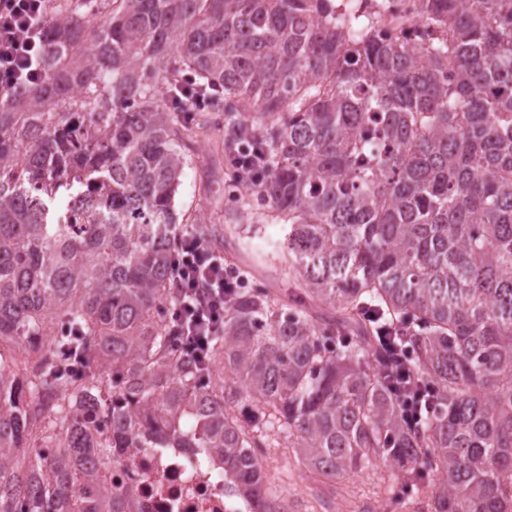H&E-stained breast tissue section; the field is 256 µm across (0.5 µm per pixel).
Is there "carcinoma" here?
I'll list each match as a JSON object with an SVG mask.
<instances>
[{
	"mask_svg": "<svg viewBox=\"0 0 512 512\" xmlns=\"http://www.w3.org/2000/svg\"><path fill=\"white\" fill-rule=\"evenodd\" d=\"M109 2L66 0L45 78L0 103V180L40 190L0 194V343L19 351L0 352V512H125L71 465L73 349L80 391L107 376L117 440L200 448L251 497L247 449L296 448L334 479L385 461L433 482L435 512H512V0H422L418 50L333 0ZM185 76L213 92L224 154L259 150L258 193L288 217L269 261L304 285L238 289L204 362L167 315L174 196L207 128L168 96ZM80 196L97 220L70 224ZM54 322L76 335L44 340ZM385 330L432 402L415 425Z\"/></svg>",
	"mask_w": 512,
	"mask_h": 512,
	"instance_id": "carcinoma-1",
	"label": "carcinoma"
}]
</instances>
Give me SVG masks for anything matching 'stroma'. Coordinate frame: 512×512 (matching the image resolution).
Returning <instances> with one entry per match:
<instances>
[{"instance_id": "stroma-1", "label": "stroma", "mask_w": 512, "mask_h": 512, "mask_svg": "<svg viewBox=\"0 0 512 512\" xmlns=\"http://www.w3.org/2000/svg\"><path fill=\"white\" fill-rule=\"evenodd\" d=\"M224 135L208 132L204 141L189 152L175 195L179 213L201 224H213L223 230L217 249L226 263L249 272L251 281L278 289V275L259 256L262 250L273 249L284 235V216L272 204L254 195L239 197L233 207H225L230 166L224 157ZM233 232H226V225ZM304 469L296 454L288 448L266 451L265 480L270 493H287L289 512H359L364 499L385 496L393 478L389 464L348 479L316 478L303 482Z\"/></svg>"}]
</instances>
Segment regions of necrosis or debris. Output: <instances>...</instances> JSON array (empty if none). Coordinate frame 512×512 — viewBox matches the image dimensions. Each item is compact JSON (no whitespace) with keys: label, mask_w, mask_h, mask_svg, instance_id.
<instances>
[{"label":"necrosis or debris","mask_w":512,"mask_h":512,"mask_svg":"<svg viewBox=\"0 0 512 512\" xmlns=\"http://www.w3.org/2000/svg\"><path fill=\"white\" fill-rule=\"evenodd\" d=\"M382 36L422 44L417 0H382ZM97 448L93 460L113 489L125 497L127 512H255L238 480L196 448H117L112 418L91 413Z\"/></svg>","instance_id":"necrosis-or-debris-1"}]
</instances>
